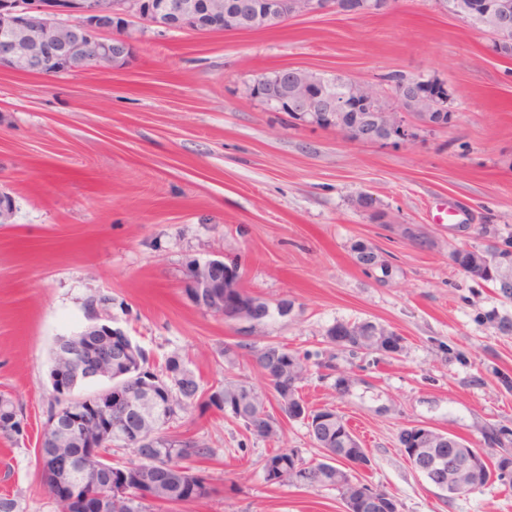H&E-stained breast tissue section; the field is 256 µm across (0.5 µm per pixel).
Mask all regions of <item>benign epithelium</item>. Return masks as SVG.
<instances>
[{
    "label": "benign epithelium",
    "mask_w": 512,
    "mask_h": 512,
    "mask_svg": "<svg viewBox=\"0 0 512 512\" xmlns=\"http://www.w3.org/2000/svg\"><path fill=\"white\" fill-rule=\"evenodd\" d=\"M492 4L489 0H469L468 18L481 22ZM503 18L496 28L499 44L512 43V16L509 4L501 2ZM375 11L370 0H305L303 14L336 12L357 14ZM212 27L230 31L238 16L224 14L223 0H0V68L24 71L57 64L110 69L120 62L125 52L124 38L117 36L116 26L135 31V23L144 21L164 30L197 31L203 17ZM255 21L264 25L281 22L280 4L270 0ZM293 72L279 70L276 83L265 94V100L276 111L293 112L307 121L313 112L356 113V121L347 132V140L362 144L408 143L415 140L417 129H443L453 123L438 111L437 96L419 91L418 77L403 76L389 81L387 101L394 119L387 125L377 121L375 106L381 99L359 94L325 96L320 92L323 81L316 77L300 86H291ZM14 202L0 190V224L11 223ZM109 373L103 362L82 366L85 381L96 382ZM483 452L458 456L448 464L430 466V483L443 498L452 499L473 489L462 481L470 474Z\"/></svg>",
    "instance_id": "benign-epithelium-1"
}]
</instances>
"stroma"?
<instances>
[{
	"label": "stroma",
	"instance_id": "stroma-1",
	"mask_svg": "<svg viewBox=\"0 0 512 512\" xmlns=\"http://www.w3.org/2000/svg\"><path fill=\"white\" fill-rule=\"evenodd\" d=\"M444 0H393L381 14H317L263 30L162 32L148 28L130 61L64 75L0 68V189L15 214L0 224V391L19 398L28 440L0 438V488L20 512H55L40 486L35 438L50 397L58 337L86 325L83 303L112 292L131 308L116 324L163 361L183 355L202 388L231 371L221 354L241 340L325 350L336 322L371 321L404 338L393 359L338 353L335 377L310 368L301 393L348 419L370 459L360 480L397 497L400 512H512V486L491 483L443 502L400 450L403 428L424 425L484 445L492 426L512 428V335L479 320L512 316L492 288L453 265L477 246L473 225L512 232V59ZM381 84L390 74L435 77L456 121L399 145L355 144L334 129L301 125L251 98L254 76L280 68ZM377 199L378 224L354 200ZM449 206L468 221H434ZM415 224L422 250L397 236ZM375 244L395 267L377 284L355 262L354 241ZM238 264L242 285L289 316L238 323L193 305L185 267ZM178 431L214 450L204 462L215 496L176 512H343L336 490L265 481L263 459L292 448L318 461L304 424L283 421L275 441L197 409Z\"/></svg>",
	"mask_w": 512,
	"mask_h": 512
}]
</instances>
